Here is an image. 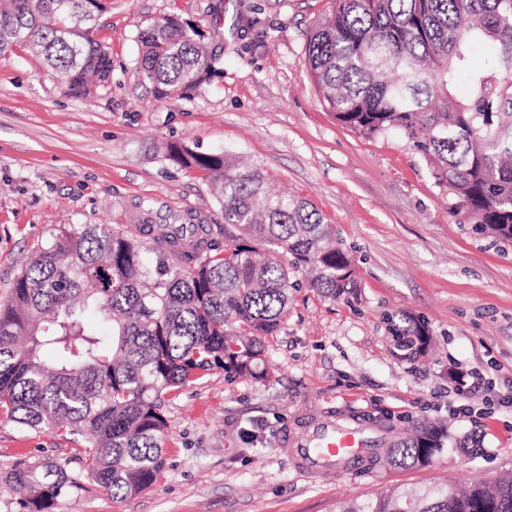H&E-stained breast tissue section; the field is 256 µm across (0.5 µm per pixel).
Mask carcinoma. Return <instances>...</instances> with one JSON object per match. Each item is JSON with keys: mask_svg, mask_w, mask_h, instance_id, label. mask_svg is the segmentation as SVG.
<instances>
[{"mask_svg": "<svg viewBox=\"0 0 512 512\" xmlns=\"http://www.w3.org/2000/svg\"><path fill=\"white\" fill-rule=\"evenodd\" d=\"M103 0H0V54L22 44L85 95L112 78L95 38ZM139 70L160 99L187 98L218 73L204 34L176 15L139 34ZM490 48L477 64L473 49ZM309 78L342 126L402 137L423 160L449 210L473 233L512 244V0H335L305 52ZM467 82L458 98L455 87ZM166 159L199 171L224 213V249L195 224L139 234L110 224L63 228L17 277L0 306V414L31 430L86 439L88 474L114 498L153 487L164 464L166 403L214 370L264 381L263 338L288 315L293 280L328 299L355 294L358 277L336 227L308 200L274 194L260 166L166 145ZM153 238L145 240L150 228ZM402 356L431 336L410 313L385 315ZM475 446L422 423L387 443L367 469L426 466L447 445ZM69 477L30 500L50 508ZM336 512H512V477L458 488L389 489Z\"/></svg>", "mask_w": 512, "mask_h": 512, "instance_id": "obj_1", "label": "carcinoma"}]
</instances>
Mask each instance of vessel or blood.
<instances>
[{
  "label": "vessel or blood",
  "mask_w": 512,
  "mask_h": 512,
  "mask_svg": "<svg viewBox=\"0 0 512 512\" xmlns=\"http://www.w3.org/2000/svg\"><path fill=\"white\" fill-rule=\"evenodd\" d=\"M277 448L294 471L324 477L347 470L376 451L375 437L365 425L335 416L307 417L300 430H283Z\"/></svg>",
  "instance_id": "1"
}]
</instances>
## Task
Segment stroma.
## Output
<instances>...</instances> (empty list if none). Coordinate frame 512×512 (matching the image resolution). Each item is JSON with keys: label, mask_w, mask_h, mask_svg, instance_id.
I'll return each mask as SVG.
<instances>
[{"label": "stroma", "mask_w": 512, "mask_h": 512, "mask_svg": "<svg viewBox=\"0 0 512 512\" xmlns=\"http://www.w3.org/2000/svg\"><path fill=\"white\" fill-rule=\"evenodd\" d=\"M332 0H105L96 29L112 79L90 95L18 45L0 56V304L29 258L60 229H123L224 216L200 174L164 157L170 141L260 165L275 189L309 200L354 258L356 295L292 292L267 341L270 381L217 371L169 401L164 466L126 499L85 470V441L0 421V512H29L32 490L65 470L48 512H334L338 501L399 486L425 490L512 472V246L474 235L448 209L422 159L400 137L358 136L328 112L304 66L310 32ZM177 15L196 25L221 70L192 97L160 101L137 69L140 31ZM423 317L433 349L396 353L385 313ZM486 385L456 415L449 370ZM375 421L391 438L427 420L470 434L473 454L431 466L297 476L275 444L302 411Z\"/></svg>", "instance_id": "35a3bbf8"}]
</instances>
